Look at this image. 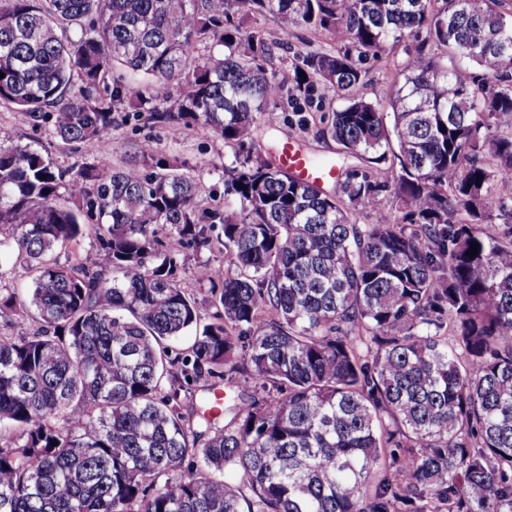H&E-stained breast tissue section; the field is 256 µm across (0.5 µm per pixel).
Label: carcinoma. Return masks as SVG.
Instances as JSON below:
<instances>
[{"instance_id":"obj_1","label":"carcinoma","mask_w":512,"mask_h":512,"mask_svg":"<svg viewBox=\"0 0 512 512\" xmlns=\"http://www.w3.org/2000/svg\"><path fill=\"white\" fill-rule=\"evenodd\" d=\"M267 12L339 45L291 77L344 100L320 132L362 165L334 194L256 143L284 91L246 27ZM419 31L441 53L357 95L352 52ZM0 73V103L89 150L117 106L234 149L205 207L151 142L69 169L0 144V259L32 275L0 294V512H512V230L483 228L512 223V0H0ZM90 230L95 262H61ZM186 247L236 269L197 267L202 327ZM204 376L232 388L187 405ZM184 251L187 254V261L179 271L178 280L186 293L197 301L201 318L200 326L202 327L212 321L216 308L211 303L212 296L209 285L198 280L196 276V266L199 259L209 260L216 265H224V254L218 250L197 253L193 249L185 248Z\"/></svg>"}]
</instances>
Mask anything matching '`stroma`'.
Wrapping results in <instances>:
<instances>
[{"mask_svg": "<svg viewBox=\"0 0 512 512\" xmlns=\"http://www.w3.org/2000/svg\"><path fill=\"white\" fill-rule=\"evenodd\" d=\"M419 40L407 38L403 48L377 57L358 60L357 65L364 73V83L358 93L373 100L382 96L389 87L401 83L402 63L407 52L415 50ZM335 44L321 32L305 27L296 28L288 42L279 44L275 50L271 66L280 79H290L292 65L302 55L310 51L334 49ZM342 101L334 91L322 83H315L307 96L301 100L284 96L277 103L278 120L275 126L259 124L255 136L260 145L274 142H291L298 145L306 154L315 157H330L339 166H357L356 158L344 154L341 146L329 136L320 132L322 113L340 107ZM115 122L112 135L107 143L99 144L97 153L109 155L113 164L129 165L136 161L138 147L144 140H151L158 150L168 156L198 160L204 168L197 174L201 202H209L212 196L222 193L223 185L218 177L217 168L230 162L233 150L224 144L211 130L199 125L184 128L178 139H171L167 132L158 126L141 122L126 121L123 108H115ZM0 139L5 143L29 144L44 150L55 165L67 167L74 163L88 161L89 153L82 145L65 144L55 139L49 125L34 126L24 113L8 104L0 105ZM208 260L213 264L224 261L219 251H188L187 261L178 274L181 287L198 303L202 323H210L215 308L208 284L198 280L196 266L199 260Z\"/></svg>", "mask_w": 512, "mask_h": 512, "instance_id": "1", "label": "stroma"}]
</instances>
